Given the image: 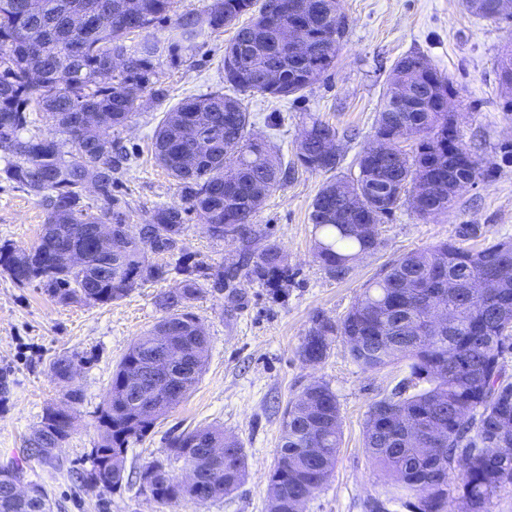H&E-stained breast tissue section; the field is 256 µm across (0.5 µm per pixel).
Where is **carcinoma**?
<instances>
[{
    "mask_svg": "<svg viewBox=\"0 0 512 512\" xmlns=\"http://www.w3.org/2000/svg\"><path fill=\"white\" fill-rule=\"evenodd\" d=\"M0 0V154L8 158V177L43 197L48 207L46 223L36 245L0 247V271L26 284L30 277L42 284L61 305L109 304L134 288L163 280L170 271L182 276L176 288L159 295L166 311L149 333L136 339L123 354L96 416L97 441L89 458V480L100 490L113 492L140 479L151 462L138 471L126 466L128 450L142 442L156 419H145L137 396L152 390L150 363L163 343L158 329L169 325L176 339L197 354L209 350L203 323L189 308L202 284L227 288L241 269L245 276L269 289L275 298L286 294L292 274L274 244L244 256L246 264L208 266L183 253L169 269L151 260L152 253H166L168 243L184 230V214L204 215L211 237L225 238L228 231L250 244L259 237L252 218L265 201L293 174L276 147L251 133L250 113L241 100L221 92L187 98L164 113L154 133L157 162L177 182L180 203L157 207L148 231L151 243L126 235L127 215L112 196V173L122 168L126 155L114 149L112 131L123 127L139 107L146 91L154 98L156 68L165 60L175 63L192 56L197 41L206 34L224 31L244 15L249 22L236 30L224 47L225 81L237 92L259 93L286 99L317 82L334 64L344 31L336 28L340 0H318L321 8L306 17V51L296 55L281 39L285 14L279 0H210L199 12H187L174 21L175 37H144L133 45L129 36L150 29L169 17L174 0ZM498 0H465L473 14L496 21L501 18ZM114 57L126 66L119 72L107 68ZM512 51L499 58L497 76L506 89L503 109L512 112ZM274 74L277 80L270 81ZM448 77L423 55L401 57L380 100L375 135H389L399 125L416 127L420 139L405 149L395 144L385 155L363 150L357 157L354 178L333 177L316 195L310 221L315 230L313 255L335 279L345 278L354 258L377 251L379 235L362 236L357 224L379 227L382 219L403 204L422 218L443 214L453 205L454 188L474 174L489 177L482 159L456 131L457 142L448 145V113L438 108L442 96L456 95ZM33 112L45 115L65 139L23 136ZM93 112L100 131L82 133L79 116ZM339 138L338 131L309 116L300 136L297 157L311 171L335 172L340 152L326 154L322 141ZM196 137L212 141L209 151L188 155L179 147ZM75 154L68 158L65 145ZM97 185L101 200L98 214L81 205L85 185ZM112 225V272L99 266L104 255L72 269L54 264L58 251L89 245L73 234L77 226ZM487 283L480 294L469 281ZM447 299L453 319L450 330L430 333L423 303ZM349 348L354 364L372 370L396 360L408 361L409 374L394 393L382 399L392 414L369 409L365 448L373 462L390 478L382 508L369 503L368 512H388L387 504L405 501L411 512H446L448 496L467 502L469 512H489L499 488L512 484V381L503 377L500 359L512 348V239L480 250L440 243L402 256L371 282L339 322L317 316L299 347L302 361H324L336 338ZM203 370L172 366L166 384L180 388L175 403L195 390ZM286 410L270 473L269 501L278 512H294L302 499L318 493L329 478L341 443L339 407L326 382L307 386ZM65 406L52 405L26 440L27 450L44 463L55 459V449L75 427L77 391L65 394ZM434 428L442 442L419 450L425 430ZM217 441L234 452L224 455L220 498L244 481L247 455L241 443L224 435L218 426L184 431L169 439L167 461L203 466L198 460L206 442ZM319 448L322 460L309 449ZM459 471V480L450 475ZM24 475L19 466L0 467V512H51L48 491L30 485L36 498L10 497L8 478ZM153 496L164 503L194 499V491L173 477L156 480Z\"/></svg>",
    "mask_w": 512,
    "mask_h": 512,
    "instance_id": "1",
    "label": "carcinoma"
}]
</instances>
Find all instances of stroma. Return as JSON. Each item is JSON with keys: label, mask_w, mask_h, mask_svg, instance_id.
Returning a JSON list of instances; mask_svg holds the SVG:
<instances>
[{"label": "stroma", "mask_w": 512, "mask_h": 512, "mask_svg": "<svg viewBox=\"0 0 512 512\" xmlns=\"http://www.w3.org/2000/svg\"><path fill=\"white\" fill-rule=\"evenodd\" d=\"M346 34L334 67L304 91L302 98L244 97L253 131L271 140L295 172L274 192L253 222L260 240H215L199 213H189L179 239L181 250L207 265L237 261L244 248L277 245L293 273L286 296L239 278L234 290L204 283L192 311L205 325L209 351L195 391L166 416L127 455L128 469L167 458L169 438L195 427L217 425L237 438L247 454V475L232 493L205 503H158L140 484L105 493L87 479L88 454L97 439L95 412L112 372L130 344L149 332L163 315L156 300L174 288L176 275L134 288L109 305L57 304L48 292L18 285L0 274V466L17 463L28 478L43 484L53 512H268V480L277 458L284 412L311 382H327L336 395L342 441L336 466L305 512H365L367 501L385 495L386 477L365 448L370 406L390 394L408 374L406 362L364 371L354 364L343 341L333 343L321 363L298 354L313 316L338 321L368 282L405 253L443 241L479 249L512 238V164L501 160V144L512 141V114L502 109L497 60L512 47V14L491 22L470 14L463 0H342ZM235 28L200 38L191 58L162 63L157 85L164 95L144 99L126 126L112 135L128 155L116 175L115 193L130 224H145L155 208L179 200L175 180L152 153L154 131L164 112L188 97L227 90L222 59ZM409 53L427 56L458 90L453 110L465 141L487 165L489 181L460 190L447 213L428 219L403 206L379 227L382 247L356 261L341 280L331 278L312 253V202L327 179L296 163L297 143L308 115L319 116L341 132L339 174L356 176L357 156L373 142L381 94L395 62ZM280 115L269 128L265 118ZM0 159V246L28 248L39 239L48 210L4 173ZM71 357L77 370L70 382L52 378L51 363ZM81 393L76 429L56 451L53 463L27 456L25 439L47 406L66 392Z\"/></svg>", "instance_id": "obj_1"}]
</instances>
